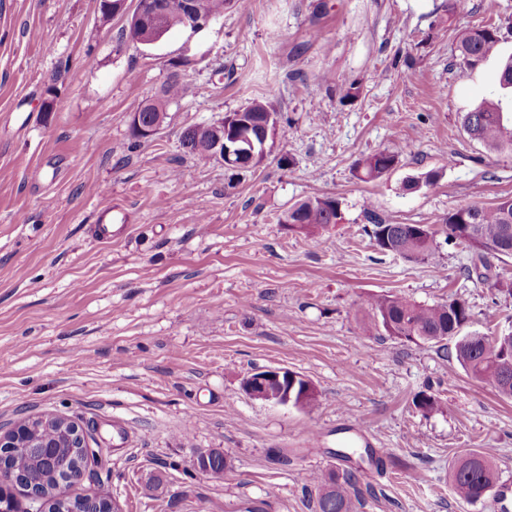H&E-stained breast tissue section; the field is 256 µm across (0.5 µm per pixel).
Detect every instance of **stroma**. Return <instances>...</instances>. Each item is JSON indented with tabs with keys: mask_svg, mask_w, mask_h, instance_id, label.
Wrapping results in <instances>:
<instances>
[{
	"mask_svg": "<svg viewBox=\"0 0 512 512\" xmlns=\"http://www.w3.org/2000/svg\"><path fill=\"white\" fill-rule=\"evenodd\" d=\"M444 3L251 0L142 46L123 36L124 16L101 22L95 0H0V432L23 416L77 418L93 455L71 492L110 496L119 512H312L313 477L328 469L355 474L360 512H501L492 497L458 501L448 471L491 448L512 482V400L454 350L360 329L395 295L464 300L470 333L512 328V294L468 276V244L440 232L414 260L365 232L370 209L438 224L512 198V154L462 126L481 101L512 96L497 82L512 0H469L453 22ZM484 25L499 43L470 72L453 29ZM174 69L184 96L135 142L132 113ZM352 82L358 98L341 102L336 84ZM256 99L279 118L261 164L185 153V127ZM382 150L397 166L360 179L355 162ZM322 196L343 219L321 238L281 224ZM257 368L305 376L315 405L250 398L242 381ZM421 392L438 412L415 408ZM347 440L375 464L337 459ZM201 449L227 456L222 481L195 470Z\"/></svg>",
	"mask_w": 512,
	"mask_h": 512,
	"instance_id": "35a3bbf8",
	"label": "stroma"
}]
</instances>
